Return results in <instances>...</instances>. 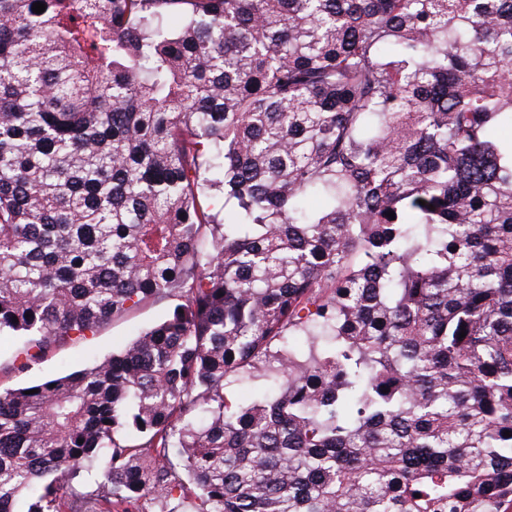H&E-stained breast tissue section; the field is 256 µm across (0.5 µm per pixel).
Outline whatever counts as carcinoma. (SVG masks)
Segmentation results:
<instances>
[{"label":"carcinoma","instance_id":"1","mask_svg":"<svg viewBox=\"0 0 512 512\" xmlns=\"http://www.w3.org/2000/svg\"><path fill=\"white\" fill-rule=\"evenodd\" d=\"M503 125L512 0H0V342L172 302L0 389V512H512ZM171 302L149 300L126 316L105 325L90 342L81 345H66L50 354L39 363L32 364L25 371L13 366V350L8 346L0 349V388H18L33 385L42 380L68 373L91 365L95 359L112 351L138 331L151 326L166 313Z\"/></svg>","mask_w":512,"mask_h":512}]
</instances>
